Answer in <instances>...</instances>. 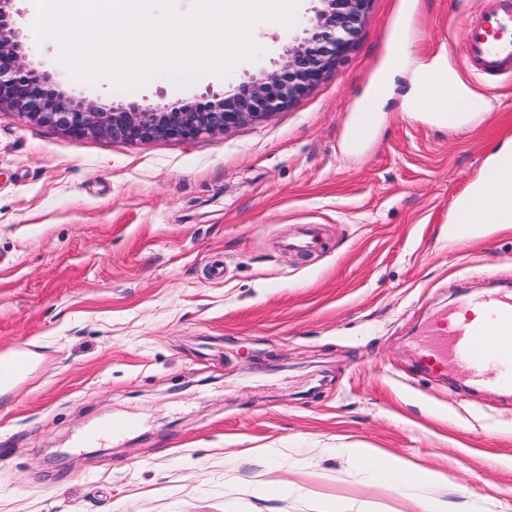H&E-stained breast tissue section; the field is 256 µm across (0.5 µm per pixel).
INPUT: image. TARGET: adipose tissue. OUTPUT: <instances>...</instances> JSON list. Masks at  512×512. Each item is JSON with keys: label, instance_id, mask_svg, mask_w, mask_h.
<instances>
[{"label": "adipose tissue", "instance_id": "adipose-tissue-1", "mask_svg": "<svg viewBox=\"0 0 512 512\" xmlns=\"http://www.w3.org/2000/svg\"><path fill=\"white\" fill-rule=\"evenodd\" d=\"M405 65L403 49H396L376 79L370 95L363 103L352 127V138L362 141L370 137L375 123V112L381 111L386 99V87ZM435 74L436 93L426 96L414 91L407 102L409 110L424 107L445 114L449 124H457L458 114L481 110L478 98L456 92L457 80L451 73L432 70L419 65L416 74ZM512 225V148L498 151L493 165L486 171L480 185L463 202L457 211L452 237H474L479 228L508 227ZM350 456L360 461L369 481L378 482L390 489H410L439 485L441 474L424 470L408 460L394 457L380 448H353Z\"/></svg>", "mask_w": 512, "mask_h": 512}]
</instances>
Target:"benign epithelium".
Listing matches in <instances>:
<instances>
[{
    "label": "benign epithelium",
    "mask_w": 512,
    "mask_h": 512,
    "mask_svg": "<svg viewBox=\"0 0 512 512\" xmlns=\"http://www.w3.org/2000/svg\"><path fill=\"white\" fill-rule=\"evenodd\" d=\"M13 0H0V112L75 137L131 143L158 138L194 140L264 120L309 94L350 50L371 0H318L311 26L286 40L279 68L263 70L215 103L175 102L162 108L131 103L103 107L76 101L25 73L24 45L12 23Z\"/></svg>",
    "instance_id": "1"
}]
</instances>
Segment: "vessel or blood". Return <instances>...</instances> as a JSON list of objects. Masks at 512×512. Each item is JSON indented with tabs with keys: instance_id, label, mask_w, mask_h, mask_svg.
I'll return each mask as SVG.
<instances>
[{
	"instance_id": "obj_1",
	"label": "vessel or blood",
	"mask_w": 512,
	"mask_h": 512,
	"mask_svg": "<svg viewBox=\"0 0 512 512\" xmlns=\"http://www.w3.org/2000/svg\"><path fill=\"white\" fill-rule=\"evenodd\" d=\"M488 2L464 30L467 65L481 77L512 70V0ZM425 355L437 366L464 369L483 387L512 393V291L471 298L459 314L440 319L429 334ZM134 426L133 420L108 416L87 425L72 445L102 447Z\"/></svg>"
}]
</instances>
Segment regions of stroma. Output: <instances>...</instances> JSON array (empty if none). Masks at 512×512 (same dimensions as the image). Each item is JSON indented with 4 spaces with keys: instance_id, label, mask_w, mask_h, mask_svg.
<instances>
[{
    "instance_id": "35a3bbf8",
    "label": "stroma",
    "mask_w": 512,
    "mask_h": 512,
    "mask_svg": "<svg viewBox=\"0 0 512 512\" xmlns=\"http://www.w3.org/2000/svg\"><path fill=\"white\" fill-rule=\"evenodd\" d=\"M484 0H371L344 62L272 118L193 141L74 138L0 112V512H334L372 500L369 446L442 469L463 512H512V395L422 366L423 333L465 297L512 288V227L448 238L460 200L512 141V75L465 63ZM33 0H15L29 68L77 100L162 107L222 96L274 70L285 30L226 79L161 76L116 91L75 79ZM486 101L457 127L408 111L397 77L374 138L356 105L398 34ZM317 225L310 252L285 242ZM223 261L224 275L210 269ZM139 421L106 448L72 437ZM284 492L259 494L262 483ZM139 422L120 416H107L87 425L72 440L74 448H97L105 446L107 442L120 439L123 434Z\"/></svg>"
}]
</instances>
